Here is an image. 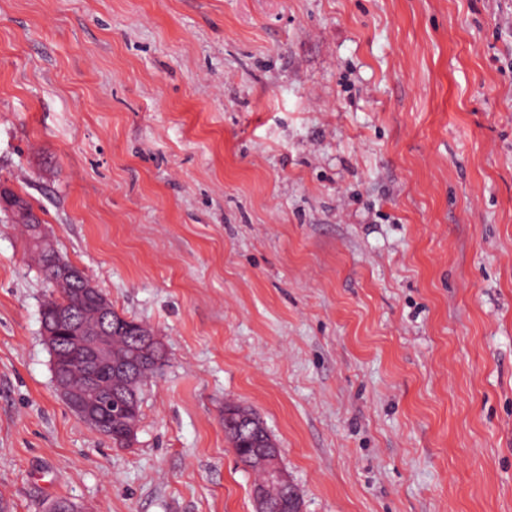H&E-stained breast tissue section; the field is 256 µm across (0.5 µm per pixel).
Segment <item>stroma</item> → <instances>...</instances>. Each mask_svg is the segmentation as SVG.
I'll use <instances>...</instances> for the list:
<instances>
[{"instance_id":"stroma-1","label":"stroma","mask_w":512,"mask_h":512,"mask_svg":"<svg viewBox=\"0 0 512 512\" xmlns=\"http://www.w3.org/2000/svg\"><path fill=\"white\" fill-rule=\"evenodd\" d=\"M0 185L163 344L134 444L59 394L0 214V512H512V0H0ZM240 418V406H224V429L229 428L234 437L235 448H254L240 451V457L246 466L254 469L260 475V467L254 462V457L264 471V479L252 487V498L256 512H301L302 500L295 484L283 470L280 464V449L276 444L265 445L266 438L271 439L265 427L260 425L253 431L237 434L236 425ZM240 420L249 428L258 420L255 414H248ZM241 445H247L242 447ZM264 448H258L263 447Z\"/></svg>"}]
</instances>
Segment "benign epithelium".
<instances>
[{
	"label": "benign epithelium",
	"instance_id": "1",
	"mask_svg": "<svg viewBox=\"0 0 512 512\" xmlns=\"http://www.w3.org/2000/svg\"><path fill=\"white\" fill-rule=\"evenodd\" d=\"M10 218L17 224H35L43 238L48 233L38 211L23 203L9 208ZM76 274L81 293L90 299L87 305H63L55 311L54 325L42 329L52 354V365L61 368L72 361L86 368L89 387L115 390L123 396L121 411L105 413L87 393L77 391L58 380L56 386L69 409L80 420L110 439L113 427L121 429V440H134L135 428L128 426L127 416L136 405L137 388L153 376L145 368V359L153 356L160 345L158 337L137 321L127 319L112 309L108 298L83 272H73L70 264L60 259L51 268V276ZM126 334L134 355L127 358L112 342L113 331ZM255 458L264 471V479L252 487L256 512H302V500L295 484L280 464V449L267 445L254 449Z\"/></svg>",
	"mask_w": 512,
	"mask_h": 512
}]
</instances>
